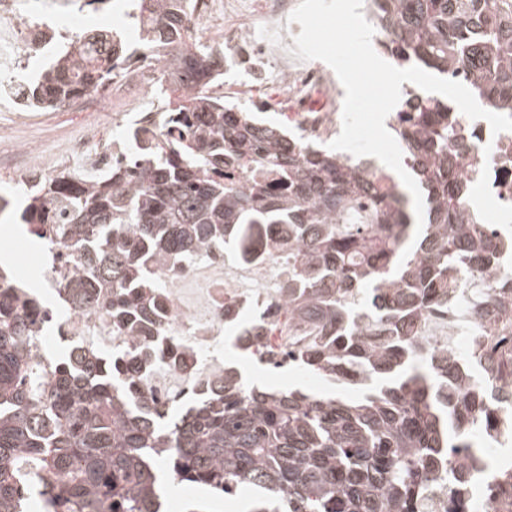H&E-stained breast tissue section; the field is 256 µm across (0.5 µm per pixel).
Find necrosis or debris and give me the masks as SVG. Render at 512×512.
I'll return each mask as SVG.
<instances>
[{
    "label": "necrosis or debris",
    "instance_id": "1",
    "mask_svg": "<svg viewBox=\"0 0 512 512\" xmlns=\"http://www.w3.org/2000/svg\"><path fill=\"white\" fill-rule=\"evenodd\" d=\"M300 0H196L191 29L204 38L212 51L224 56V104L236 107L250 102L258 83L274 82L277 99H264L261 111L274 106L285 109V117L305 142L329 141L342 128L339 106L324 109L313 102L317 92L330 87L329 73L319 66L303 64L291 49L299 34V24L288 17ZM42 11L55 12L57 20L48 27L33 22L22 0H0V60L8 68L0 71V87L13 95L12 70L23 68L27 57L49 44L61 43L87 22L82 10L64 0H43ZM165 115L143 111L139 99L129 100L123 111L105 115L104 126L84 131L73 139L62 159L65 163L90 167L107 174L112 162L133 148L127 134L132 127L149 125L163 131ZM459 125L468 135V149L459 158L461 174L479 183L495 201L496 212L489 222L496 243L501 246L498 265L492 274L469 268L452 275L446 312L427 311L416 321L412 334L424 348L447 350L449 356H465L474 350L478 337L489 327L478 315H470L459 326L462 303L474 298L498 297L501 280L512 278V131L492 133L486 120L459 116ZM169 287L165 293L168 309L166 332L186 341L206 360L191 371L166 368L151 370L141 381V389L162 404L176 396L208 389L224 376L223 365L214 354L224 330V303L256 305L269 310L271 331L266 343L279 349L298 347L299 337L288 333V310L279 289L288 277L284 254L269 255L259 263L229 262L223 255L209 257L188 267L178 276L168 268L158 270ZM62 333L82 348L92 344L115 343L112 320L101 313L71 311L62 324ZM512 442V413L498 411L492 437L485 448L468 457L459 483L439 471L425 484L417 512H448L451 499H458L461 512H512V469H492L489 465L498 446Z\"/></svg>",
    "mask_w": 512,
    "mask_h": 512
}]
</instances>
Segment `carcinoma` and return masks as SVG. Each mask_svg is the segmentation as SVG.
Segmentation results:
<instances>
[{
  "label": "carcinoma",
  "instance_id": "obj_1",
  "mask_svg": "<svg viewBox=\"0 0 512 512\" xmlns=\"http://www.w3.org/2000/svg\"><path fill=\"white\" fill-rule=\"evenodd\" d=\"M383 53L463 83L512 113V0H365ZM192 0H137L139 39L161 47L158 78L166 131L135 132L130 161L105 177L68 171L25 190L22 219L64 250V303L111 317L126 341L91 355L73 350L45 368L22 349L53 317L35 290L15 294L0 274V512H162L173 485L212 496L257 487L252 512H415L422 485L487 436L485 418L512 410V333L491 336L476 359L421 354L407 327L448 303L460 265L494 271L496 245L468 213L457 109L403 93L396 129L426 203L415 235L412 202L387 200L369 163L312 148L209 94L221 67L192 41ZM129 59L108 32L82 34L38 78L23 84L31 109L59 108L106 88ZM235 178L224 181V169ZM229 247L237 259L288 254V328L308 340L288 353L336 385V395L249 386L239 370L161 406L138 388L156 366L185 370L203 357L167 336L156 268L173 274ZM502 300H485L487 323ZM237 327L235 348L253 352L266 313ZM362 373L365 394L346 395Z\"/></svg>",
  "mask_w": 512,
  "mask_h": 512
}]
</instances>
